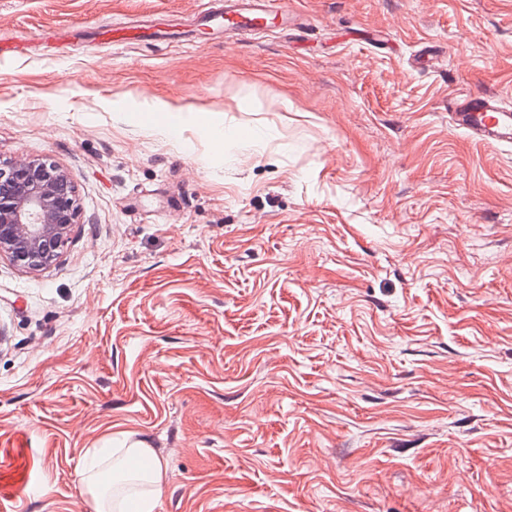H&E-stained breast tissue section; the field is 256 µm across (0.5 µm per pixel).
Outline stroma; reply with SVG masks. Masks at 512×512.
Instances as JSON below:
<instances>
[{
  "instance_id": "35a3bbf8",
  "label": "stroma",
  "mask_w": 512,
  "mask_h": 512,
  "mask_svg": "<svg viewBox=\"0 0 512 512\" xmlns=\"http://www.w3.org/2000/svg\"><path fill=\"white\" fill-rule=\"evenodd\" d=\"M0 0V163L75 186L61 258H0V512H93L78 471L137 433L156 512H512V0ZM171 111H164V104ZM197 113L179 124L176 111ZM266 128L227 165L205 126ZM259 0H202L198 15L205 27L224 29V34L251 33L267 27L269 13ZM448 121L454 130L485 146L512 145V107L498 96L476 91L452 97Z\"/></svg>"
}]
</instances>
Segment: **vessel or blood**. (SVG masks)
Returning a JSON list of instances; mask_svg holds the SVG:
<instances>
[{
  "label": "vessel or blood",
  "mask_w": 512,
  "mask_h": 512,
  "mask_svg": "<svg viewBox=\"0 0 512 512\" xmlns=\"http://www.w3.org/2000/svg\"><path fill=\"white\" fill-rule=\"evenodd\" d=\"M205 26L225 34L251 33L267 27L263 0H201ZM448 121L454 130L483 145H512V106L483 92H470L448 101Z\"/></svg>",
  "instance_id": "obj_1"
}]
</instances>
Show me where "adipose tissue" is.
Returning a JSON list of instances; mask_svg holds the SVG:
<instances>
[{
    "label": "adipose tissue",
    "instance_id": "ef3b65f1",
    "mask_svg": "<svg viewBox=\"0 0 512 512\" xmlns=\"http://www.w3.org/2000/svg\"><path fill=\"white\" fill-rule=\"evenodd\" d=\"M214 148L235 161L243 149L264 143L269 134L265 128L254 127L246 133L213 127ZM150 458L144 469L128 465L134 458ZM166 471L148 444L123 433L117 447L88 450L87 458L79 473V482L93 505V512H128L130 504H138L140 512H154L165 484Z\"/></svg>",
    "mask_w": 512,
    "mask_h": 512
}]
</instances>
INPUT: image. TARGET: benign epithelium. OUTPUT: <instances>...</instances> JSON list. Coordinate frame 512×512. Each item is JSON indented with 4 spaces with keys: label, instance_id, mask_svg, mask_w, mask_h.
Masks as SVG:
<instances>
[{
    "label": "benign epithelium",
    "instance_id": "1",
    "mask_svg": "<svg viewBox=\"0 0 512 512\" xmlns=\"http://www.w3.org/2000/svg\"><path fill=\"white\" fill-rule=\"evenodd\" d=\"M77 219L75 188L60 166L25 158L0 168V257L27 272L53 265Z\"/></svg>",
    "mask_w": 512,
    "mask_h": 512
}]
</instances>
